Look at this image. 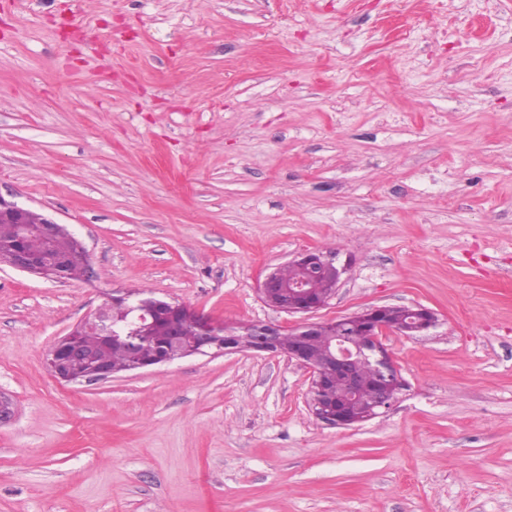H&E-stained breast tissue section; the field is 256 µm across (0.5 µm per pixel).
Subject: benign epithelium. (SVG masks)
<instances>
[{"instance_id": "1", "label": "benign epithelium", "mask_w": 512, "mask_h": 512, "mask_svg": "<svg viewBox=\"0 0 512 512\" xmlns=\"http://www.w3.org/2000/svg\"><path fill=\"white\" fill-rule=\"evenodd\" d=\"M28 209L15 202L8 201L0 195V223L16 225L18 237L37 234L43 238L48 249L35 256L16 244L0 255V262H5L15 269L45 279L63 282L67 277V266L78 258L83 264L89 263L88 252L78 237H72L73 247L61 244L66 226L50 218H43L37 225L27 222ZM289 263L301 267L303 277L288 284L280 280L274 272H269L260 284L259 293L262 301L269 307L289 315H301L303 319L294 326L269 323H251L245 335L252 337V343L245 344L249 351L264 352L284 356L294 360L310 373L309 405L317 419L333 426L353 427L355 421L344 415L341 409L332 405V384H343V394L349 400L358 398L361 384L355 365L363 362L369 365L374 374V383L367 410L369 418H374L395 402L399 392L405 387L397 363L383 342V336L396 331L404 335L423 333L434 327L437 317L434 311L424 306L412 307V317L408 324L395 329L386 321L388 307L370 306L361 311L339 317L334 320L338 330L324 353L316 355L312 350L313 339L319 335L324 322L312 319L314 313L321 309L315 304L312 288L316 281L328 280L333 288H338L348 264L336 261V254L322 251L305 250L293 256ZM131 295L124 293L112 297L109 304L86 315L66 336L54 343L45 358L47 370L57 379L74 382L72 366L78 363L89 367V372L82 380L86 382L101 381L112 377V367L99 360L95 353L84 349L80 339L88 334L96 335L105 344H123L135 348L141 338L147 335L155 311L160 306L157 301L146 298L130 304ZM118 305L128 306L129 319L118 324L112 321V308ZM166 309L171 314L172 336H178L181 320H191L198 327L200 334L193 349L177 351L169 356L151 361H140L131 367L136 371L151 366L170 363L193 355H219L220 336L228 324L208 314L192 309L182 303L169 301ZM353 328L361 340L355 341L343 335L341 330ZM295 336L288 347L280 346L278 337L284 334Z\"/></svg>"}]
</instances>
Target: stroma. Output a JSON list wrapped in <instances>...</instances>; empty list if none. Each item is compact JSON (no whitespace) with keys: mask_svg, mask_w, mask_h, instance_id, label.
Wrapping results in <instances>:
<instances>
[{"mask_svg":"<svg viewBox=\"0 0 512 512\" xmlns=\"http://www.w3.org/2000/svg\"><path fill=\"white\" fill-rule=\"evenodd\" d=\"M0 196L92 268L0 263V512H512V0H0ZM304 250L352 260L316 319L438 318L360 426L266 353L46 368L116 290L295 324Z\"/></svg>","mask_w":512,"mask_h":512,"instance_id":"1","label":"stroma"}]
</instances>
